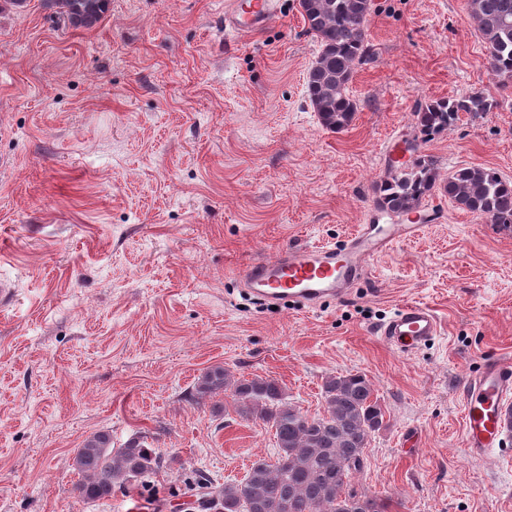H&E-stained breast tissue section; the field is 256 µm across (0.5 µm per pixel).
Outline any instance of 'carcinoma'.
I'll use <instances>...</instances> for the list:
<instances>
[{"instance_id": "carcinoma-1", "label": "carcinoma", "mask_w": 512, "mask_h": 512, "mask_svg": "<svg viewBox=\"0 0 512 512\" xmlns=\"http://www.w3.org/2000/svg\"><path fill=\"white\" fill-rule=\"evenodd\" d=\"M66 27H88L106 11L108 0H48ZM308 31L319 41V55L307 74L311 105L323 127H349L358 112L349 85L356 68L370 53L367 24L372 0H299ZM467 14L488 49L486 68L502 83L512 81V0H467ZM493 101L481 93L455 99H428L415 109L416 129L425 142L459 120V114L489 112ZM411 159L399 165L377 187L379 205L403 213L421 206L439 189L460 208L494 224H512V181L492 168L465 167L440 181L428 156L411 148ZM229 394L242 418L257 417L274 429L275 460H255L243 479L216 486L207 476L194 480L200 499L210 498L220 512H387L380 498L350 488L363 468L365 451L383 423L384 410L370 379L363 373L329 377L325 408L308 416L286 400L272 379L233 378L221 366L205 371L196 384V402ZM75 486L87 502L126 491L132 482L145 485L164 467V459L142 438L121 448L101 431L74 450Z\"/></svg>"}]
</instances>
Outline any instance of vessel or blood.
<instances>
[{
  "label": "vessel or blood",
  "instance_id": "vessel-or-blood-1",
  "mask_svg": "<svg viewBox=\"0 0 512 512\" xmlns=\"http://www.w3.org/2000/svg\"><path fill=\"white\" fill-rule=\"evenodd\" d=\"M279 0H224L227 40L262 31L277 16ZM421 225H361L343 248L292 247L249 265L241 279L259 303L313 308L324 299L341 298L347 286L365 274L368 260L387 252L393 244L419 235ZM379 333L392 346L408 352L439 333V322L427 305L407 303L389 318ZM464 394V446L475 461L489 457L502 441L503 409L512 400V362L487 360L469 377Z\"/></svg>",
  "mask_w": 512,
  "mask_h": 512
}]
</instances>
